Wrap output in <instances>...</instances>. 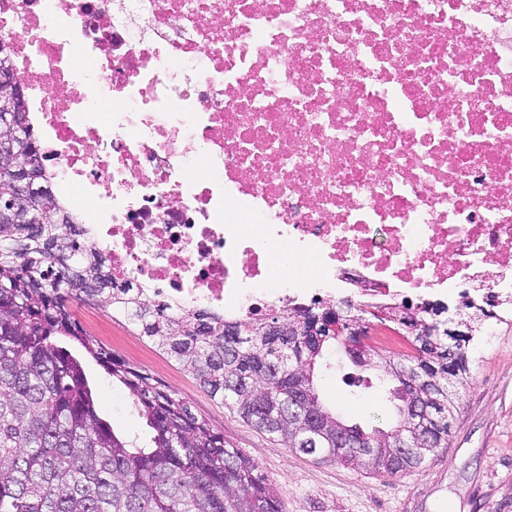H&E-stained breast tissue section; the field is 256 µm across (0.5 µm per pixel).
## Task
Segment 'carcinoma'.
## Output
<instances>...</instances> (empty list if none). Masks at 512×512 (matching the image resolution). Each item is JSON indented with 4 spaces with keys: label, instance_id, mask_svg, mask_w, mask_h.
I'll return each mask as SVG.
<instances>
[{
    "label": "carcinoma",
    "instance_id": "1",
    "mask_svg": "<svg viewBox=\"0 0 512 512\" xmlns=\"http://www.w3.org/2000/svg\"><path fill=\"white\" fill-rule=\"evenodd\" d=\"M18 158L0 155V192L10 167L27 161L44 171L30 135L21 129ZM43 184L13 224H0V512H283L276 488L258 464L147 371L86 335L70 312L78 298L123 314L159 350L193 373L213 398L261 432L305 455L396 475L423 465L448 445L456 409L453 388L467 385L469 346L481 331L456 336L394 320L416 354L398 362L365 348V330L351 321L311 333V316L297 308L264 317L222 319L205 311L178 312L149 304L142 289L118 286L96 250ZM280 322V331L268 322ZM78 342L124 386L151 429L143 447L115 432L98 413L82 365L64 346ZM340 345L359 366L381 367L398 385L395 424L387 431L349 425L328 409L314 372L326 342ZM301 391L315 421H281L288 396ZM402 434L423 448L351 444L394 442Z\"/></svg>",
    "mask_w": 512,
    "mask_h": 512
}]
</instances>
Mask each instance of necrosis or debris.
Listing matches in <instances>:
<instances>
[{
	"label": "necrosis or debris",
	"instance_id": "obj_1",
	"mask_svg": "<svg viewBox=\"0 0 512 512\" xmlns=\"http://www.w3.org/2000/svg\"><path fill=\"white\" fill-rule=\"evenodd\" d=\"M0 46L46 186L146 299L512 317V0H0ZM273 250L316 279L267 293Z\"/></svg>",
	"mask_w": 512,
	"mask_h": 512
}]
</instances>
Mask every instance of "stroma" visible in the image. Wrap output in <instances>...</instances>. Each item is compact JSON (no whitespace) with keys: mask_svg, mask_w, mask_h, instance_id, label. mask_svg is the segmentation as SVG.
<instances>
[{"mask_svg":"<svg viewBox=\"0 0 512 512\" xmlns=\"http://www.w3.org/2000/svg\"><path fill=\"white\" fill-rule=\"evenodd\" d=\"M71 312L87 334L149 371L254 459L275 483L284 512H512V322L497 327L494 347L470 346L471 377L459 391L447 447L435 449L422 467L390 477L283 447L211 397L123 315L77 300ZM84 369L101 416L120 433L148 440L128 390L93 359L85 360ZM315 385L324 404L347 423L386 430L396 418L394 380L380 368L355 366L336 343L325 345Z\"/></svg>","mask_w":512,"mask_h":512,"instance_id":"1","label":"stroma"}]
</instances>
